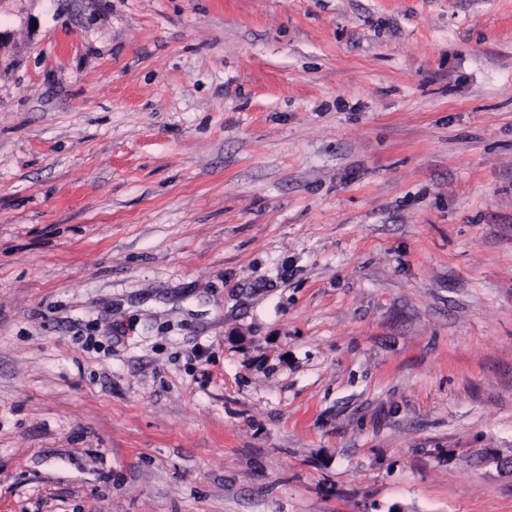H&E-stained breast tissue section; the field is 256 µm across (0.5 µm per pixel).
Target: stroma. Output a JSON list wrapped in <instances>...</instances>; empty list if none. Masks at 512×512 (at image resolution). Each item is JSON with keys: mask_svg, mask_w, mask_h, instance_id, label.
I'll return each instance as SVG.
<instances>
[{"mask_svg": "<svg viewBox=\"0 0 512 512\" xmlns=\"http://www.w3.org/2000/svg\"><path fill=\"white\" fill-rule=\"evenodd\" d=\"M512 0H0V512H512Z\"/></svg>", "mask_w": 512, "mask_h": 512, "instance_id": "1", "label": "stroma"}]
</instances>
